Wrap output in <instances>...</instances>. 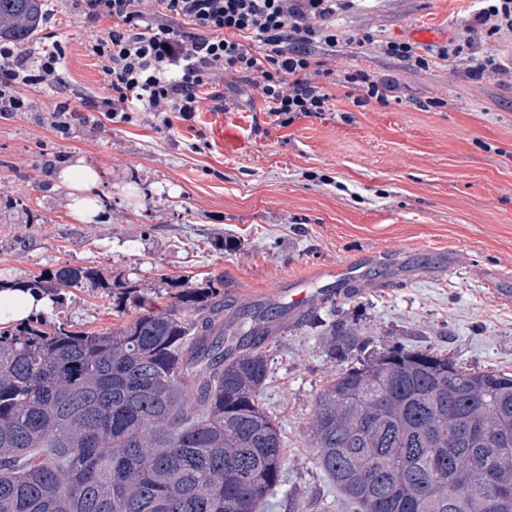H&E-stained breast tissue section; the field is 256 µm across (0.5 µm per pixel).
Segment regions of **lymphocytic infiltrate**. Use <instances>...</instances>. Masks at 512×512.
Segmentation results:
<instances>
[{"label":"lymphocytic infiltrate","instance_id":"obj_1","mask_svg":"<svg viewBox=\"0 0 512 512\" xmlns=\"http://www.w3.org/2000/svg\"><path fill=\"white\" fill-rule=\"evenodd\" d=\"M88 24L112 19L105 35L88 45L109 93L88 100L109 121L130 123L135 113H178L193 118L200 92L210 88L218 108H227L240 86L264 101L268 115L290 119L324 112L330 86L357 91V104H388L397 86L362 70L339 71L316 58L318 44L335 45L332 18L338 0H75ZM512 34V0H478L463 39L422 48L388 41L387 56L417 70L449 63L458 69L476 40ZM65 48L53 41L32 50L0 42V116L41 111V90L67 85Z\"/></svg>","mask_w":512,"mask_h":512}]
</instances>
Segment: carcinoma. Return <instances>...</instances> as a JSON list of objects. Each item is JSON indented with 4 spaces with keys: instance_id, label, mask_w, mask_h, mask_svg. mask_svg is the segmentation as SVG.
<instances>
[{
    "instance_id": "carcinoma-1",
    "label": "carcinoma",
    "mask_w": 512,
    "mask_h": 512,
    "mask_svg": "<svg viewBox=\"0 0 512 512\" xmlns=\"http://www.w3.org/2000/svg\"><path fill=\"white\" fill-rule=\"evenodd\" d=\"M44 0H0V42L41 30ZM97 279L62 268L49 293ZM224 277L95 333L35 318L0 331V512H264L284 475L260 406L286 306L226 315ZM347 363L319 393L315 460L356 512H512V375L430 350L378 349L324 325Z\"/></svg>"
}]
</instances>
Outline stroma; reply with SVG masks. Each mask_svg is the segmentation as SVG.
Wrapping results in <instances>:
<instances>
[{
    "instance_id": "35a3bbf8",
    "label": "stroma",
    "mask_w": 512,
    "mask_h": 512,
    "mask_svg": "<svg viewBox=\"0 0 512 512\" xmlns=\"http://www.w3.org/2000/svg\"><path fill=\"white\" fill-rule=\"evenodd\" d=\"M44 32L66 48L72 106L107 85L71 0H46ZM472 0H357L336 13L338 43L316 48L339 70L362 69L398 84L389 105H357L336 88L328 111L273 125L255 92L229 111L203 100L193 119L76 125L56 132V93L42 111L0 118V282L96 268L98 279L61 291L45 319L89 331L119 326L135 308H112V291L156 295L157 306L188 282L222 275L236 307L268 304L273 291L322 269L355 262L354 279L382 268L387 286L316 306L321 318L361 328L379 346L431 349L460 366L512 373V35L475 43V60L508 71L416 72L379 42L464 34ZM371 35L365 46L350 39ZM441 100L433 111L421 102ZM84 160L101 175L102 208L73 219L67 191L43 160ZM261 404L282 430L284 476L266 512H353L315 461L310 423L320 390L339 363L320 330L273 336Z\"/></svg>"
}]
</instances>
